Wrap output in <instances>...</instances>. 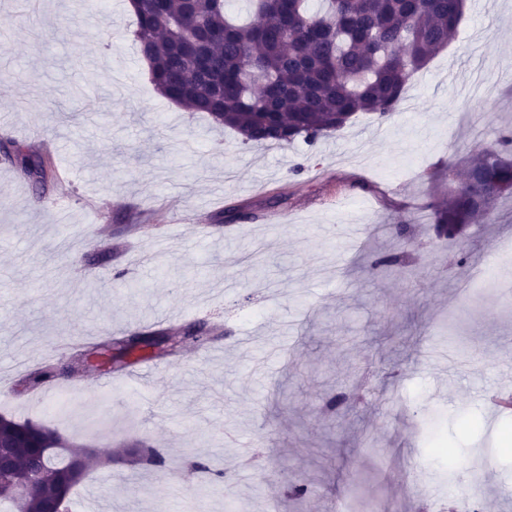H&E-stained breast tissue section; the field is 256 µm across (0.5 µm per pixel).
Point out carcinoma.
Instances as JSON below:
<instances>
[{"label":"carcinoma","instance_id":"carcinoma-1","mask_svg":"<svg viewBox=\"0 0 512 512\" xmlns=\"http://www.w3.org/2000/svg\"><path fill=\"white\" fill-rule=\"evenodd\" d=\"M259 23L231 17L226 0H135L134 41L156 90L190 112H205L238 132L246 142L281 146L298 138L312 143L341 131L360 112L395 111L411 78L448 45L463 16L464 0H250ZM0 152L17 163L28 180L47 178L44 157L23 152L8 140ZM507 188L512 196V130L475 151L472 167L448 203L435 206L430 224L439 238L454 237L482 213L494 220L491 200ZM411 225L397 226V242L375 255L371 268L392 275L409 268ZM139 342L159 346L158 355L180 353L178 343L160 330L111 337L74 350L70 359L123 362L126 348ZM56 378L45 365L27 376L35 388ZM0 435L16 458L15 476L39 471L43 480L23 501L1 497L8 512H69L53 501L65 480L68 459H82L83 471L95 459L40 422L6 423ZM139 463L162 471L168 457L141 443ZM208 482L224 481V469L209 459L193 460Z\"/></svg>","mask_w":512,"mask_h":512}]
</instances>
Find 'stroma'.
Returning a JSON list of instances; mask_svg holds the SVG:
<instances>
[{
  "instance_id": "obj_1",
  "label": "stroma",
  "mask_w": 512,
  "mask_h": 512,
  "mask_svg": "<svg viewBox=\"0 0 512 512\" xmlns=\"http://www.w3.org/2000/svg\"><path fill=\"white\" fill-rule=\"evenodd\" d=\"M35 17L36 33L20 0H0V113L13 115L0 139L52 162L38 190L0 159V414L108 452L142 440L172 463L102 464L71 491L73 512H88L93 487L112 512H452L487 433L512 430L493 400L512 395L495 365L512 337V199L495 223L463 228L467 267L452 243L434 248L428 224L413 273L365 265L392 225L447 202L449 171L476 145L512 128V0H465L456 36L390 116L275 148L161 97L125 0H41ZM230 205L259 218L219 222ZM329 224L361 238L337 244ZM212 307L227 335L210 357H129L121 404L92 391L104 367L39 405L11 370L68 336H176ZM449 311L466 352L453 365L434 334ZM145 360L157 371L141 379ZM364 390L367 403L325 408ZM190 449L223 459L231 487L175 473ZM283 469L311 482L303 503L286 499ZM365 471L374 481L354 489ZM475 495L478 512H512V457L489 459Z\"/></svg>"
}]
</instances>
